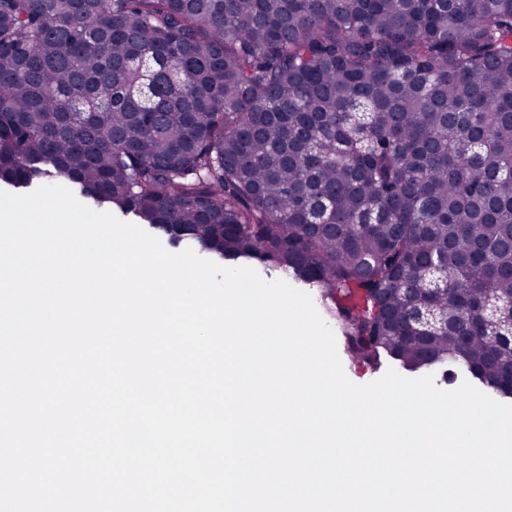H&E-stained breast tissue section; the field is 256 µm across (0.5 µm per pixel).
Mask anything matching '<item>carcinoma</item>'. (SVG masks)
Listing matches in <instances>:
<instances>
[{
    "label": "carcinoma",
    "instance_id": "cac0c4a2",
    "mask_svg": "<svg viewBox=\"0 0 512 512\" xmlns=\"http://www.w3.org/2000/svg\"><path fill=\"white\" fill-rule=\"evenodd\" d=\"M1 183L255 260L351 360L512 399V0H0Z\"/></svg>",
    "mask_w": 512,
    "mask_h": 512
}]
</instances>
